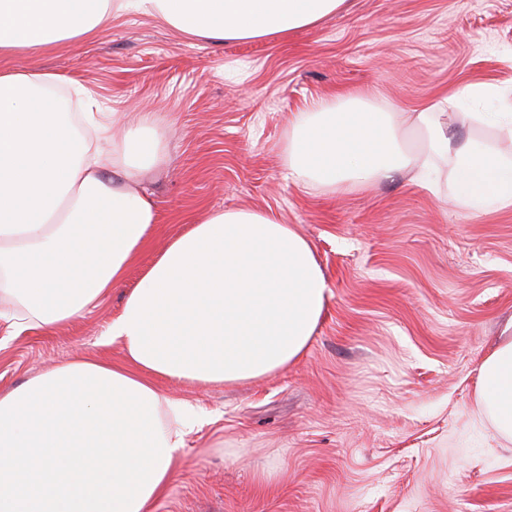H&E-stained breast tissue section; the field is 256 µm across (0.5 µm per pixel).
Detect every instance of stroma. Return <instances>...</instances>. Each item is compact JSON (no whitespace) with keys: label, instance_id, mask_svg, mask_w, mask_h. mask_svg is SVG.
<instances>
[{"label":"stroma","instance_id":"1","mask_svg":"<svg viewBox=\"0 0 512 512\" xmlns=\"http://www.w3.org/2000/svg\"><path fill=\"white\" fill-rule=\"evenodd\" d=\"M85 87L115 119L151 113L160 215L125 281L55 330L0 323V391L87 358L175 237L212 210L276 214L312 244L329 296L305 354L234 386L156 378L202 408L153 512H512V442L477 394L512 324V208L474 215L397 174L336 195L288 178L290 122L357 92L413 112L478 82L512 90V0H347L288 38L221 45L124 15L91 37L0 56Z\"/></svg>","mask_w":512,"mask_h":512}]
</instances>
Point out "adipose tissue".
Segmentation results:
<instances>
[{
	"mask_svg": "<svg viewBox=\"0 0 512 512\" xmlns=\"http://www.w3.org/2000/svg\"><path fill=\"white\" fill-rule=\"evenodd\" d=\"M345 0H0V55L92 34L123 14L150 15L213 42L285 37ZM44 71L0 69V292L11 329L59 328L121 283L159 221L141 186L165 155L150 115L131 129L83 116L88 142L48 95ZM488 83L402 116L351 92L296 113L290 176L336 193L395 174L472 213L512 208V158L458 140L440 116L498 98ZM419 149H411V134ZM328 287L311 244L270 212L214 210L173 240L105 332L122 363L58 366L0 393V512H151L199 415L154 379L233 384L282 371L307 349ZM479 402L512 440V336L478 367Z\"/></svg>",
	"mask_w": 512,
	"mask_h": 512,
	"instance_id": "adipose-tissue-1",
	"label": "adipose tissue"
}]
</instances>
